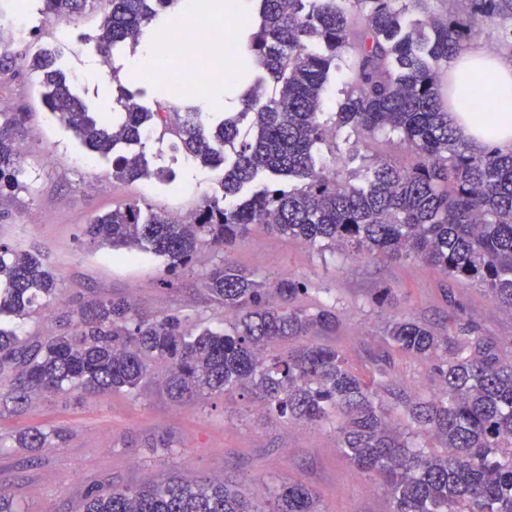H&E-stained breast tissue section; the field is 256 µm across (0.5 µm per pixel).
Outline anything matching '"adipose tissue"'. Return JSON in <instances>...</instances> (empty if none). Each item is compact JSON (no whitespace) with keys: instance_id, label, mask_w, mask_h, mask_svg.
Instances as JSON below:
<instances>
[{"instance_id":"1","label":"adipose tissue","mask_w":512,"mask_h":512,"mask_svg":"<svg viewBox=\"0 0 512 512\" xmlns=\"http://www.w3.org/2000/svg\"><path fill=\"white\" fill-rule=\"evenodd\" d=\"M453 80L489 79L491 110L473 115L462 106L452 107L450 117L457 132L466 141L503 151L512 150V60L481 50L462 49L448 63Z\"/></svg>"}]
</instances>
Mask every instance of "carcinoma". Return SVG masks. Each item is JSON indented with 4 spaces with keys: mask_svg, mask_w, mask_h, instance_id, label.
Masks as SVG:
<instances>
[{
    "mask_svg": "<svg viewBox=\"0 0 512 512\" xmlns=\"http://www.w3.org/2000/svg\"><path fill=\"white\" fill-rule=\"evenodd\" d=\"M178 2L107 0L101 52L138 45L153 20ZM417 2L259 0L256 29L244 44L262 76L250 81L236 51L208 56L207 69L241 88L242 104L212 137L204 113L183 105L184 98L146 112L123 88L120 110L97 120L71 92L57 56L34 53L27 71L44 106L81 145L112 158L113 179L166 180L149 169L144 151L119 146L124 140L145 147L152 129L176 137L177 148L202 167L224 165L219 190L203 197L191 221L145 212L134 200L93 217L86 235L99 247L162 259L167 276L201 267L202 287L232 320L222 331L198 329L176 315H143L118 296L86 301L72 329L43 341L24 338V319L59 300L60 279L37 254L0 240V374L14 375L0 393V408L20 412L37 392L136 390L159 360L168 366L167 388L181 397L247 391L284 421L332 423L350 463L382 483L391 512H512V361L502 362L494 345L442 334L425 321L392 319L375 358L380 374L397 351L442 358L439 393L415 398L399 414L386 406L383 385L350 370L334 346L308 341L267 353L274 342L336 330L331 308L297 304L309 291L305 281L271 285L226 260L205 259V249L228 253L260 228L312 247L422 261L447 278L479 284L512 312V153L477 149L458 136L445 99L462 100L475 112L485 86L448 88L440 71L483 23L498 26L512 48V0H465L466 20L450 11L433 16L429 33L403 21ZM43 3L68 21L89 0ZM185 33L165 27L156 35L158 50H170ZM14 44L13 33L0 28L1 77L14 72ZM344 58L350 59L349 80L331 127L321 119L323 99L336 61ZM241 117L249 118L254 135L225 163L213 141H235ZM18 123L19 113L0 112V208L28 190L30 175L14 136ZM345 127L365 145L380 131L396 134L407 162L371 159L362 185L317 163L314 146L327 142L330 129ZM265 173L303 185L271 186L238 202L243 188ZM63 441L60 432L30 427L18 434L16 447L53 448ZM81 512L323 510L299 484L274 487L265 503L255 504L243 483L226 478L96 489Z\"/></svg>",
    "mask_w": 512,
    "mask_h": 512,
    "instance_id": "1",
    "label": "carcinoma"
}]
</instances>
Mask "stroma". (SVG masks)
I'll list each match as a JSON object with an SVG mask.
<instances>
[{
	"label": "stroma",
	"instance_id": "stroma-1",
	"mask_svg": "<svg viewBox=\"0 0 512 512\" xmlns=\"http://www.w3.org/2000/svg\"><path fill=\"white\" fill-rule=\"evenodd\" d=\"M26 3L34 30L30 40L18 43V52L55 50L73 92L91 111H111L120 84L137 92L142 105L153 107L157 76H171L177 68L166 60L155 74L130 69L139 50L129 45L104 56L96 2L68 22L49 13L41 0ZM0 110L22 115L15 135L25 146L23 164L31 174L28 191L0 211V239L38 252L62 280L59 301L52 309L30 314L25 336L59 334L62 312L91 298L114 296L131 297L146 315L178 314L192 325H223L224 311L201 286L199 269L184 270L166 285L161 259L137 253L118 258L83 235L93 216L136 199L173 215L194 209L218 183L220 170L201 167L176 149L172 136L157 132L147 140L145 155L150 168L173 173V184L114 180L111 161L90 155L50 118L40 88L21 64L14 77L0 84ZM335 142L332 148L318 145V154L336 159L361 181L369 156L405 160L404 150L385 135L366 147L344 128ZM229 258L242 270L272 281L306 280L309 292L300 297V305L335 306L336 329L319 340L336 345L354 370H368L367 356L382 346L386 325L395 316L490 342L502 359L512 361V315L480 285L446 280L425 263L354 258L263 229L251 232ZM383 288L392 290L393 300L380 307L374 299ZM433 368L428 359L393 355L387 403L434 392ZM166 371L165 363H156L154 378L132 392L36 395L23 412L0 410L2 446H12L14 437L28 427L59 430L66 436L58 448H14L12 454L0 456V489L23 512H76L93 488L162 482L174 475L193 482L233 474L258 502L267 498L273 484L290 482L310 489L324 512H390L383 489L343 456L332 426L282 423L253 397L236 393L178 398L158 382ZM159 439L166 441L168 452L150 450V442Z\"/></svg>",
	"mask_w": 512,
	"mask_h": 512
}]
</instances>
